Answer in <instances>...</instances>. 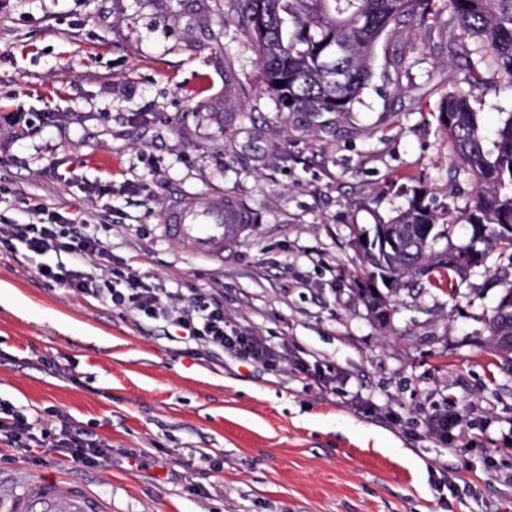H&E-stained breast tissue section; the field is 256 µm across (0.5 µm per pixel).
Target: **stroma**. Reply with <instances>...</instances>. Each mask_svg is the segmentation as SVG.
Segmentation results:
<instances>
[{"mask_svg":"<svg viewBox=\"0 0 512 512\" xmlns=\"http://www.w3.org/2000/svg\"><path fill=\"white\" fill-rule=\"evenodd\" d=\"M451 31L398 25L361 103L312 118L267 92L235 0H0V225L33 221L38 203L110 225L113 262L186 296L223 295L234 324L335 377L322 392L288 366L172 340L38 280L0 245V297L15 299L0 304V401L112 443L109 469L82 471L0 442V480L66 477L112 512H512V370L486 326L512 254L449 289H402L382 327L350 248L415 189L441 213L468 200L438 122L463 77ZM413 36L420 52L398 64ZM475 106L494 141L512 90ZM224 193L254 216L224 256L164 233L177 201ZM451 395L474 448L423 431Z\"/></svg>","mask_w":512,"mask_h":512,"instance_id":"obj_1","label":"stroma"}]
</instances>
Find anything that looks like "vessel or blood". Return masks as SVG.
<instances>
[{"instance_id": "vessel-or-blood-1", "label": "vessel or blood", "mask_w": 512, "mask_h": 512, "mask_svg": "<svg viewBox=\"0 0 512 512\" xmlns=\"http://www.w3.org/2000/svg\"><path fill=\"white\" fill-rule=\"evenodd\" d=\"M252 224V214L234 196H208L171 208L165 230L210 256L232 248ZM0 512H106V506L82 484L38 477L19 490L0 488Z\"/></svg>"}]
</instances>
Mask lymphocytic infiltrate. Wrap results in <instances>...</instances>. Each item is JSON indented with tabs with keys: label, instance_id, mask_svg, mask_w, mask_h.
<instances>
[{
	"label": "lymphocytic infiltrate",
	"instance_id": "f902f5d3",
	"mask_svg": "<svg viewBox=\"0 0 512 512\" xmlns=\"http://www.w3.org/2000/svg\"><path fill=\"white\" fill-rule=\"evenodd\" d=\"M34 211L40 219L27 224L0 225V243L22 248L35 258V275L82 297L102 300L112 308L162 322L187 333L192 340L212 352H229L246 363L264 366L286 360L291 369L312 376L319 388L331 385L333 377L304 358L301 350L280 354L268 338L255 329L232 325L224 315V303L210 293H197L184 299L146 281L130 265H110L103 239L107 227L76 220L60 223L43 221L42 205ZM55 262H45L47 254ZM465 416L455 401L426 417L425 431L431 438L451 448L473 447L476 437L462 428ZM0 436L18 449L45 448L64 456L80 468L105 469L112 464V444L97 434L68 424L40 425L12 407L0 404Z\"/></svg>",
	"mask_w": 512,
	"mask_h": 512
}]
</instances>
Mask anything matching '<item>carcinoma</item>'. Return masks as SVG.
<instances>
[{"label":"carcinoma","mask_w":512,"mask_h":512,"mask_svg":"<svg viewBox=\"0 0 512 512\" xmlns=\"http://www.w3.org/2000/svg\"><path fill=\"white\" fill-rule=\"evenodd\" d=\"M242 28L254 41L265 86L289 112L311 117L345 115L361 102L375 77L378 43L408 23L432 27L444 13L453 26L452 56L464 62L463 83L471 89L512 87V0H237ZM283 86H276V82ZM439 125L448 138L456 170L472 185L470 202L461 210L436 213L424 199L412 201L373 231L390 230L404 238L396 249L351 239L359 261V288L367 311L386 324L394 308L392 294L415 280L451 285L472 268L452 259L457 248L432 251L435 239L448 237L457 224H482L484 234L473 245L484 264L495 252H512V234L497 230L512 224V113L497 130L494 149L485 147L481 116L471 93L458 85L442 98ZM434 225L428 240L418 225ZM489 342L512 366V287L487 320Z\"/></svg>","instance_id":"cac0c4a2"}]
</instances>
